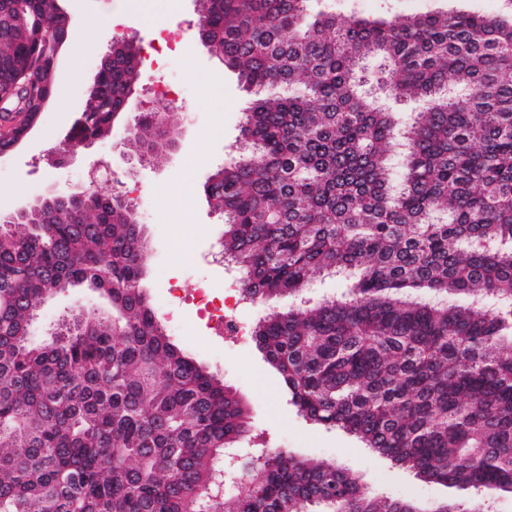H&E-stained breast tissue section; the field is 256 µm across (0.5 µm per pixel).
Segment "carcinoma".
Instances as JSON below:
<instances>
[{
    "instance_id": "carcinoma-1",
    "label": "carcinoma",
    "mask_w": 512,
    "mask_h": 512,
    "mask_svg": "<svg viewBox=\"0 0 512 512\" xmlns=\"http://www.w3.org/2000/svg\"><path fill=\"white\" fill-rule=\"evenodd\" d=\"M310 2L203 0L210 56L247 88H288L251 103L241 155L203 184L224 260L262 302L358 272L345 298L267 314L256 345L306 421L472 490L434 512H488V492L512 496V20L330 7L306 26ZM66 33L48 0H0L5 108H35L28 82L55 94L46 53ZM141 65L132 42L69 139L111 136ZM368 80L424 110L397 130L360 91ZM181 120L168 105L137 113L126 153H170ZM71 199L0 216V512H208L219 461L249 432L244 405L167 334L127 195L92 193L79 224L59 216ZM69 288L106 298L112 317L79 310L33 344L38 305ZM237 467L224 512H419L333 462L279 450Z\"/></svg>"
}]
</instances>
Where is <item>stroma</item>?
Returning a JSON list of instances; mask_svg holds the SVG:
<instances>
[{
	"mask_svg": "<svg viewBox=\"0 0 512 512\" xmlns=\"http://www.w3.org/2000/svg\"><path fill=\"white\" fill-rule=\"evenodd\" d=\"M126 0H64L75 22L76 42L61 53L57 91L29 138L8 157L0 158V213L59 190L57 151L79 109L86 104L85 89L97 63L106 51L112 29L123 38L147 47L156 32L175 25L184 31L176 68L181 95L173 103L184 117L178 145L165 159L130 165L121 151L127 135L126 121H116L112 137L97 143L69 164L68 188H84V178L93 161L108 163L110 175L98 178L97 193H125L135 206H148L143 233L148 243L144 286L155 309L170 308L176 324L167 333L204 365L217 368L225 385L237 394L246 411L251 448L280 449L301 459H326L350 468L363 479L376 497L408 499L433 512L446 502L469 503V490L427 483L389 460L369 452L352 436L306 422L290 404L278 374L263 359L253 339L236 341L210 329L196 314L192 302L197 281H207L217 290H227L239 281V272L216 263V243L224 231L221 218L207 203L202 187L207 178L237 155L242 113L256 96L246 90L236 75L224 69L195 41L197 15L194 0H136L125 9ZM337 9L377 19L394 14L430 10H470L488 16L503 12L501 0H335ZM83 47L84 67L73 71L70 58ZM211 74L221 82L213 100L200 96L202 80ZM189 191L191 203H176L178 192ZM96 315L112 314L106 299L68 290L39 305L31 325V340L44 342L59 316L74 306Z\"/></svg>",
	"mask_w": 512,
	"mask_h": 512,
	"instance_id": "obj_1",
	"label": "stroma"
}]
</instances>
